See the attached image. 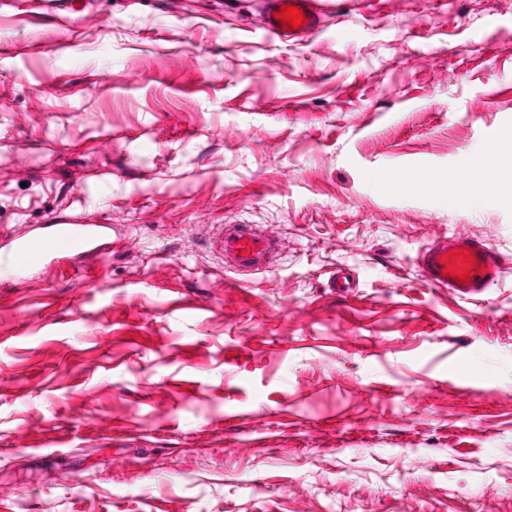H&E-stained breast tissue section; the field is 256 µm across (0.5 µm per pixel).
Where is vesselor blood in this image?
<instances>
[{"instance_id": "1", "label": "vessel or blood", "mask_w": 512, "mask_h": 512, "mask_svg": "<svg viewBox=\"0 0 512 512\" xmlns=\"http://www.w3.org/2000/svg\"><path fill=\"white\" fill-rule=\"evenodd\" d=\"M263 11L264 30L270 36L300 39L316 30L325 14L334 12L337 0H258ZM303 12L298 29H290L276 20L284 6ZM111 225L52 218L35 225L25 234L0 231V264L20 268H50L63 262L88 261L108 251ZM217 259L227 260L231 269L250 271L262 268L278 251L277 239L252 224L217 226L209 240ZM422 275L434 287L461 297L484 292L505 273L503 257L483 240L456 236L426 248L419 257Z\"/></svg>"}]
</instances>
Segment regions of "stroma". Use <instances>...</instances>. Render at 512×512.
I'll list each match as a JSON object with an SVG mask.
<instances>
[{
  "mask_svg": "<svg viewBox=\"0 0 512 512\" xmlns=\"http://www.w3.org/2000/svg\"><path fill=\"white\" fill-rule=\"evenodd\" d=\"M494 143L512 0H341L290 42L246 0H0V225L120 239L0 276V512H512V268L461 298L416 262L512 258L511 201L444 192ZM218 224L270 267L220 270ZM211 252L235 271L259 270L278 251L277 239L253 224L218 225L210 240ZM474 256V264L468 266V257ZM420 268L426 281L436 288L460 296L470 297L484 292L505 273L503 257L483 240L469 236H456L426 248L419 256ZM455 268V271L448 269ZM447 271V274H444ZM467 273L466 282L451 272Z\"/></svg>",
  "mask_w": 512,
  "mask_h": 512,
  "instance_id": "obj_1",
  "label": "stroma"
}]
</instances>
